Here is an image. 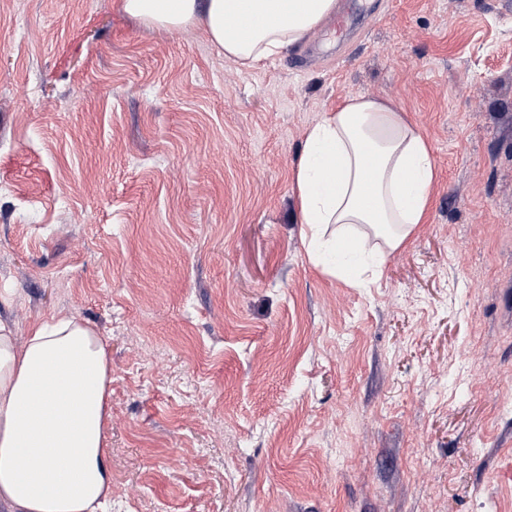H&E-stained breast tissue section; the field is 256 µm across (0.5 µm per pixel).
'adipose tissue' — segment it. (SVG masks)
<instances>
[{
	"label": "adipose tissue",
	"mask_w": 512,
	"mask_h": 512,
	"mask_svg": "<svg viewBox=\"0 0 512 512\" xmlns=\"http://www.w3.org/2000/svg\"><path fill=\"white\" fill-rule=\"evenodd\" d=\"M335 7L336 0H122L126 14L151 27L202 25L225 55L248 66L303 40ZM435 177L428 143L400 109L348 97L309 128L296 161L302 237L323 263L349 241L363 271L378 276L386 251L424 223ZM40 380L62 389L38 394ZM111 382L101 338L84 321L36 324L22 343L0 326V505L8 512H109Z\"/></svg>",
	"instance_id": "ef3b65f1"
}]
</instances>
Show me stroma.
Masks as SVG:
<instances>
[{
	"label": "stroma",
	"instance_id": "35a3bbf8",
	"mask_svg": "<svg viewBox=\"0 0 512 512\" xmlns=\"http://www.w3.org/2000/svg\"><path fill=\"white\" fill-rule=\"evenodd\" d=\"M256 67L121 0H0V324L112 363V512H512V18L353 0ZM432 148L377 280L309 260L294 167L349 96Z\"/></svg>",
	"mask_w": 512,
	"mask_h": 512
}]
</instances>
